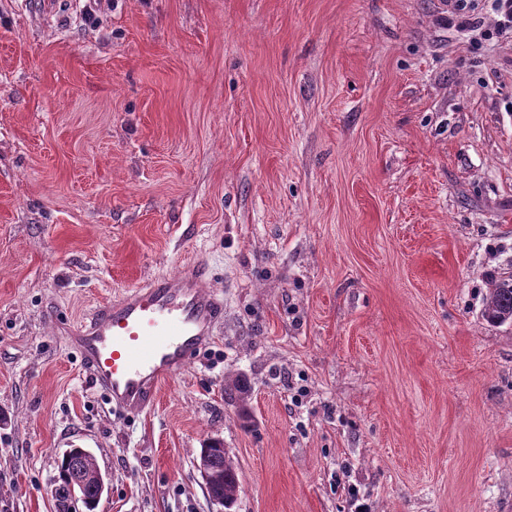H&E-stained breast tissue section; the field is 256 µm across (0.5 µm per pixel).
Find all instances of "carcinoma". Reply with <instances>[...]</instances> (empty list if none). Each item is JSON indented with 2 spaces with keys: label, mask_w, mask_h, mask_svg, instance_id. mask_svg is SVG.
I'll list each match as a JSON object with an SVG mask.
<instances>
[{
  "label": "carcinoma",
  "mask_w": 512,
  "mask_h": 512,
  "mask_svg": "<svg viewBox=\"0 0 512 512\" xmlns=\"http://www.w3.org/2000/svg\"><path fill=\"white\" fill-rule=\"evenodd\" d=\"M488 292L482 317L492 325L512 323V273L502 268L488 275ZM200 458L207 468L224 475V481L207 488L210 498L224 499L233 505L237 499L239 479L224 444L217 441L201 449ZM100 470L94 456L82 448H72L57 465L53 499L55 512H95L100 499Z\"/></svg>",
  "instance_id": "1"
}]
</instances>
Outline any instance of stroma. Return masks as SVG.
<instances>
[{
    "label": "stroma",
    "mask_w": 512,
    "mask_h": 512,
    "mask_svg": "<svg viewBox=\"0 0 512 512\" xmlns=\"http://www.w3.org/2000/svg\"><path fill=\"white\" fill-rule=\"evenodd\" d=\"M0 0V512H512V44L443 0ZM206 264L214 343L149 415L66 335ZM245 379V398L228 394ZM510 271V274H509ZM482 317L492 325L512 323V268L489 273ZM199 458L203 459L205 466L208 468H205L200 461L198 462V469L205 482L206 488L214 479V474L209 469L218 471L224 475V481L208 487L207 493L210 499L223 498L224 500H214V502L224 506V508L226 506L225 502H227L228 509H230L237 499L239 479L235 466L224 448V444L220 441H216L214 444L205 445L204 448H201ZM53 499L55 512H93L100 499L101 474L94 456L83 448H72L57 465ZM78 491L77 499L73 495ZM82 509V510H80Z\"/></svg>",
    "instance_id": "35a3bbf8"
}]
</instances>
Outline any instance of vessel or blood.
I'll use <instances>...</instances> for the list:
<instances>
[{
	"label": "vessel or blood",
	"mask_w": 512,
	"mask_h": 512,
	"mask_svg": "<svg viewBox=\"0 0 512 512\" xmlns=\"http://www.w3.org/2000/svg\"><path fill=\"white\" fill-rule=\"evenodd\" d=\"M223 321V294L206 265L193 262L103 303L67 334L113 408L135 417L153 407L160 386L213 341Z\"/></svg>",
	"instance_id": "b4317fda"
}]
</instances>
